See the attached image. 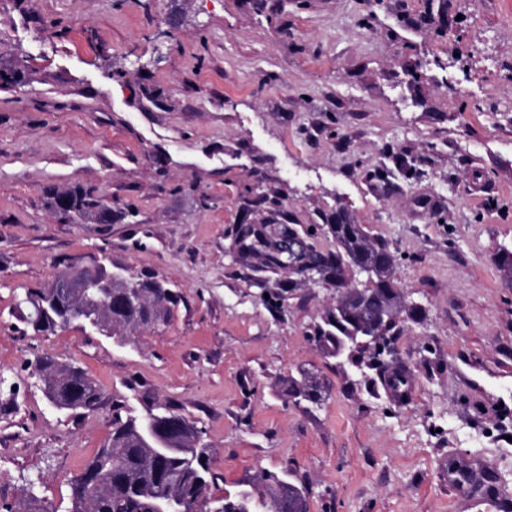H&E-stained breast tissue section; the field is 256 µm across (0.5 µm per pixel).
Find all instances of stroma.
<instances>
[{"label":"stroma","mask_w":512,"mask_h":512,"mask_svg":"<svg viewBox=\"0 0 512 512\" xmlns=\"http://www.w3.org/2000/svg\"><path fill=\"white\" fill-rule=\"evenodd\" d=\"M13 68L0 512H69L113 412L163 405L203 429L215 499L287 470L309 512L512 506V0H0ZM79 186L111 223L60 218L49 192ZM266 191L276 210L252 204ZM340 211L388 245L421 309L354 364L313 338L334 285L238 257L240 225L272 218L335 251ZM98 263L164 283L168 323L112 338L21 322L27 291ZM43 357L81 366L99 409L55 408L32 377ZM393 365L403 401L381 385ZM304 371L320 405L288 393Z\"/></svg>","instance_id":"1"}]
</instances>
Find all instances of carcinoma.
Wrapping results in <instances>:
<instances>
[{
  "instance_id": "carcinoma-1",
  "label": "carcinoma",
  "mask_w": 512,
  "mask_h": 512,
  "mask_svg": "<svg viewBox=\"0 0 512 512\" xmlns=\"http://www.w3.org/2000/svg\"><path fill=\"white\" fill-rule=\"evenodd\" d=\"M69 208L85 219L105 207L86 189L61 192ZM336 253H323L304 245L294 256L284 254L280 241L295 232L273 220L247 224L240 230L239 256L244 262L258 260L268 268L290 269L296 275L318 276L347 287L359 268L372 269L370 286L356 295L341 294L317 329L318 342L332 354L362 348L366 336L384 340L397 326L400 294L392 279L393 256L384 243L372 239L361 224H353L343 212L331 225ZM170 290L153 278L136 282L134 288L112 289V335L136 328L155 327L167 320ZM48 377L47 397L69 410L92 411L101 398L97 385L80 368L51 359L37 362ZM319 382L311 374L293 383L296 395L312 404L320 402ZM170 413L144 417L112 416V438L87 464L72 489L71 512H159L162 503L179 498L185 512H308L305 486L288 473L264 472L248 488L222 499L209 496L215 476L210 472V450L195 445L202 429L181 419L182 429L168 435L163 418Z\"/></svg>"
}]
</instances>
